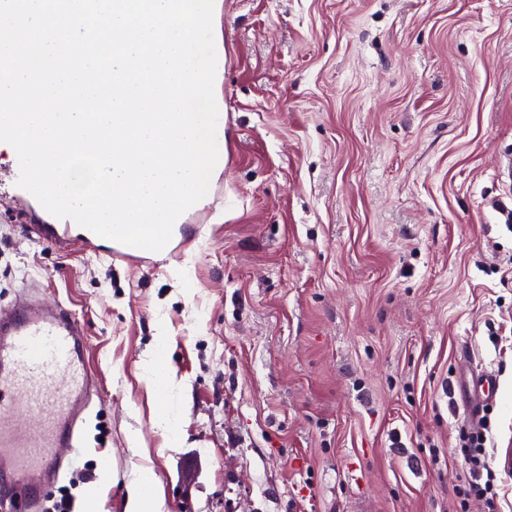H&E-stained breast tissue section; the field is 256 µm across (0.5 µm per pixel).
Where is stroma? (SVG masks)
<instances>
[{
	"label": "stroma",
	"mask_w": 512,
	"mask_h": 512,
	"mask_svg": "<svg viewBox=\"0 0 512 512\" xmlns=\"http://www.w3.org/2000/svg\"><path fill=\"white\" fill-rule=\"evenodd\" d=\"M213 34L223 164L176 257L45 245L0 184V308L32 292L87 332L100 512L147 475L166 512H457L465 353L498 377L512 512V0H215ZM142 367L147 381L158 391L175 381L165 353V336H156V346L143 361Z\"/></svg>",
	"instance_id": "obj_1"
}]
</instances>
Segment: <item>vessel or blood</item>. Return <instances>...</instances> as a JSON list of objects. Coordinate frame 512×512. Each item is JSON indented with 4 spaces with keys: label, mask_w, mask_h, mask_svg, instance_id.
I'll use <instances>...</instances> for the list:
<instances>
[{
    "label": "vessel or blood",
    "mask_w": 512,
    "mask_h": 512,
    "mask_svg": "<svg viewBox=\"0 0 512 512\" xmlns=\"http://www.w3.org/2000/svg\"><path fill=\"white\" fill-rule=\"evenodd\" d=\"M30 229L45 244L67 237L107 257L139 259L140 249L100 237L91 230L39 210ZM468 417L479 421L498 393L495 374L484 369L466 378ZM95 382L86 369V332L68 311L28 299L0 309V474L27 491L17 512H38L71 455L84 445L87 417L95 407ZM25 397L41 425L30 433L15 416Z\"/></svg>",
    "instance_id": "1"
}]
</instances>
